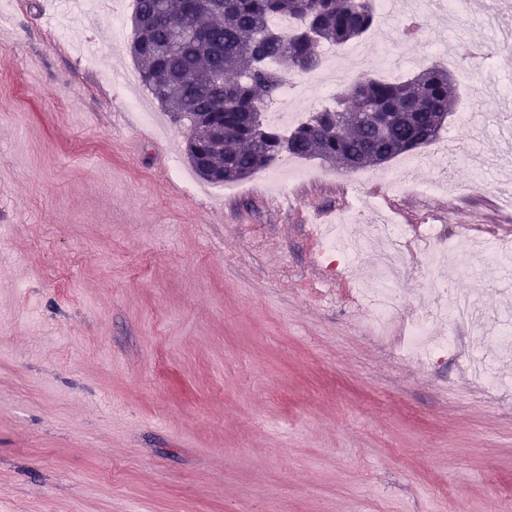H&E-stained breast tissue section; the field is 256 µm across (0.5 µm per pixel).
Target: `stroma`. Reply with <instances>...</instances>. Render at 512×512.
I'll return each mask as SVG.
<instances>
[{
    "label": "stroma",
    "mask_w": 512,
    "mask_h": 512,
    "mask_svg": "<svg viewBox=\"0 0 512 512\" xmlns=\"http://www.w3.org/2000/svg\"><path fill=\"white\" fill-rule=\"evenodd\" d=\"M133 8L0 0V512H512V349L495 343L511 175L478 163L504 153L512 110L456 72L443 133L463 192L434 191L429 146L366 169L365 212L328 256L314 227L351 213V172H189L186 125L114 82L136 67ZM474 16L456 0L441 45L393 18L400 78L447 66L457 37L493 46ZM387 254L402 276L377 332L362 296ZM446 288L479 313L435 323L451 343L420 360L405 327Z\"/></svg>",
    "instance_id": "stroma-1"
}]
</instances>
